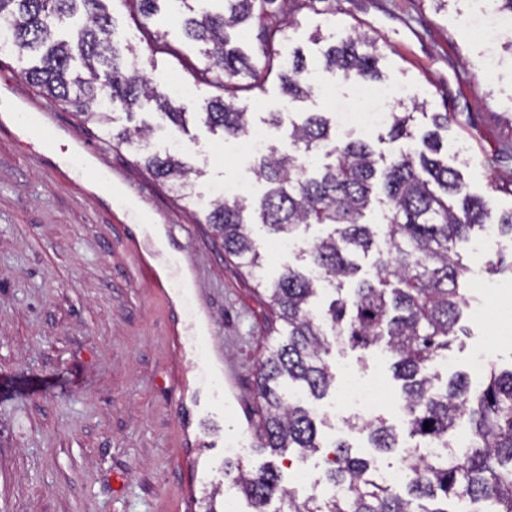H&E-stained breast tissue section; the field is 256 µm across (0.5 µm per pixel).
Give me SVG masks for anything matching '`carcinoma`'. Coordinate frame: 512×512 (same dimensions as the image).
<instances>
[{
	"instance_id": "obj_1",
	"label": "carcinoma",
	"mask_w": 512,
	"mask_h": 512,
	"mask_svg": "<svg viewBox=\"0 0 512 512\" xmlns=\"http://www.w3.org/2000/svg\"><path fill=\"white\" fill-rule=\"evenodd\" d=\"M107 0H0V23L8 32L6 45L19 59L38 55V62L21 70L24 80L38 87L52 104L72 109L84 120L108 121L101 104L121 105L128 114L141 101L152 102L174 124H186V112L163 88L148 80L123 58ZM162 0H127L131 10L149 20ZM224 9L201 16L179 12L176 19L186 36L205 45V66L198 79L216 84L224 95L201 105L199 115L212 129L239 138L250 131L248 113L237 105L241 79L262 88V74L251 58L232 45L245 26L260 27L261 54L281 60V88L288 101L315 93L300 51L285 56L290 0H221ZM324 70L336 82L380 78L377 41L355 30L323 53ZM390 112L388 136L411 140L413 112ZM434 130L421 137L422 148L409 147L379 163L365 141H341L332 120L311 112L292 124L291 148L267 147L257 173L268 190L255 203L241 195L213 200L205 211L224 243V251L256 278L268 305L286 331V340L268 348L257 377L262 399L259 448L284 453L289 448H320L316 418L291 393L323 398L336 376L325 361L331 340L353 347H381L393 358L396 379L402 381V404L408 434L415 439L401 463L411 473L407 496L379 483L365 460L352 455L344 440L326 458L325 477L336 494L323 504L295 500L269 463L250 471L236 470L235 484L251 502L253 512L277 497L288 500V512H512V369L487 372L483 386L471 391L460 375L444 390L436 387L435 363L448 358V348L460 331L465 300L460 282L469 271L461 244L473 229L487 223L485 202L467 190L448 159L438 157L439 131L448 130V114L431 115ZM150 128L143 124L112 134L115 146L140 153L145 168L178 192L194 173L178 156L142 152ZM322 155L333 161L319 165ZM382 191L388 205L380 231L365 222L367 211ZM262 224L272 237L299 240V230L312 225L329 228L309 250L307 270L289 266L275 280L256 275L261 267L260 245L249 226ZM375 252L374 274L353 281L359 259ZM355 288L342 295L345 284ZM329 286L337 294L317 313L312 299ZM351 429H368L373 447L390 450L396 431L375 418ZM426 448L440 454L427 457ZM482 508L476 509L474 505Z\"/></svg>"
}]
</instances>
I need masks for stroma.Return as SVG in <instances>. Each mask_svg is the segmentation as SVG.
<instances>
[{
  "mask_svg": "<svg viewBox=\"0 0 512 512\" xmlns=\"http://www.w3.org/2000/svg\"><path fill=\"white\" fill-rule=\"evenodd\" d=\"M108 7L122 44L135 49L136 65L153 84L176 80L191 88L182 101L187 125H172L151 102L132 116L114 107L106 126L83 120L21 78L33 58L0 48V81L13 82L14 98L43 116L42 124H29L0 109V512H203L212 492L233 512H252L224 474L237 445L243 468L273 461L297 500L324 497L323 454L280 457L257 449L256 379L279 336L264 294L204 222V201L218 187L241 184L246 195L261 197L255 158L197 115L219 93L195 77L205 64L202 45L166 15L142 20L125 0ZM489 10V0H449L441 10L432 0L293 7L288 45L302 48L314 84L330 80L323 70L327 40L350 28L376 39L382 80H352L337 84L335 98L290 103L273 68L263 89L241 93L238 103L267 143L285 146L292 123L329 112L337 137L366 140L388 157L402 142L385 140L384 125L353 119L372 95L383 93L390 110L401 99L423 103L421 130L429 113H450L448 163L498 220L512 211V30L474 29ZM316 34L322 43H313ZM270 112L280 113V127L265 125ZM132 123L151 126L148 152L162 155L180 144L184 161L201 170L187 199L155 180L134 151L113 146L111 131ZM71 144L87 149L89 166L107 184L62 160ZM148 224L162 225L167 251L150 247ZM483 237L474 231V244ZM474 244L461 283L466 332L438 368L443 384L463 373L480 386L485 373L473 366L480 353L498 369L512 368V339L500 337L512 331V273L489 270L512 262V237L495 236L479 250ZM182 268L192 289L163 287L168 272ZM199 316L209 338L204 358L191 348ZM327 360L338 386L315 403L324 446L345 439L377 465L398 466V453H378L366 434L349 430L354 412L340 390L350 374L384 379L377 415L402 427L401 384L390 358L375 348L335 349ZM206 399L215 401L219 417L210 432L200 429L196 407Z\"/></svg>",
  "mask_w": 512,
  "mask_h": 512,
  "instance_id": "obj_1",
  "label": "stroma"
}]
</instances>
